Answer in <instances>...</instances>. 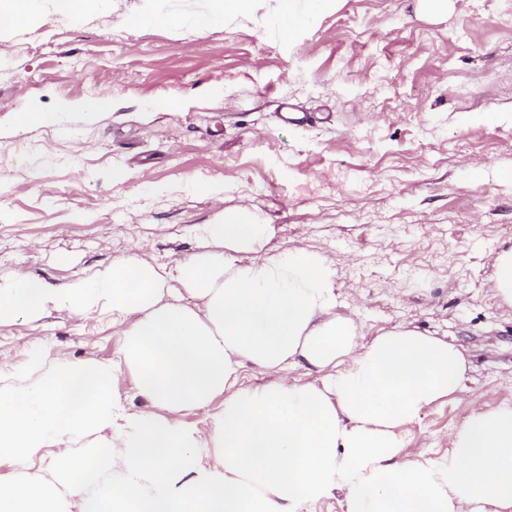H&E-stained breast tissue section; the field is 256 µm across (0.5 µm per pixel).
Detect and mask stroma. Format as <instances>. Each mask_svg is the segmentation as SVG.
I'll return each mask as SVG.
<instances>
[{
  "instance_id": "obj_1",
  "label": "stroma",
  "mask_w": 512,
  "mask_h": 512,
  "mask_svg": "<svg viewBox=\"0 0 512 512\" xmlns=\"http://www.w3.org/2000/svg\"><path fill=\"white\" fill-rule=\"evenodd\" d=\"M207 4L0 25V276L58 288L134 256L173 277L207 225L256 216L265 253L326 261L363 343L400 325L461 349L462 384L401 428L402 461L447 455L469 415L512 405V305L488 288L512 247V0H335L289 37L276 0L205 28ZM154 5L182 25L121 26ZM25 109L60 121L14 129ZM122 343L50 309L0 326V363Z\"/></svg>"
}]
</instances>
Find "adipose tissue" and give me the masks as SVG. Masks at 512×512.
Masks as SVG:
<instances>
[{
	"label": "adipose tissue",
	"mask_w": 512,
	"mask_h": 512,
	"mask_svg": "<svg viewBox=\"0 0 512 512\" xmlns=\"http://www.w3.org/2000/svg\"><path fill=\"white\" fill-rule=\"evenodd\" d=\"M97 0H0V19L50 10L74 22ZM290 35L331 0H278ZM266 226L229 214L208 225L212 251L177 280L195 306L169 301L167 278L130 259L62 288L0 278V325L48 309L121 327L119 361L76 364L45 350L29 372L0 365V512H311L341 491L346 512H512V406L470 415L446 458L401 462L398 428L451 394L466 374L455 345L398 326L363 345L336 313L329 267L297 248L260 255ZM307 361L321 382L289 383ZM253 364L261 386L240 384ZM132 373L153 411L128 412L115 393ZM223 397L207 431L187 414ZM64 445L50 458L47 448ZM40 461L38 474H28Z\"/></svg>",
	"instance_id": "obj_1"
}]
</instances>
